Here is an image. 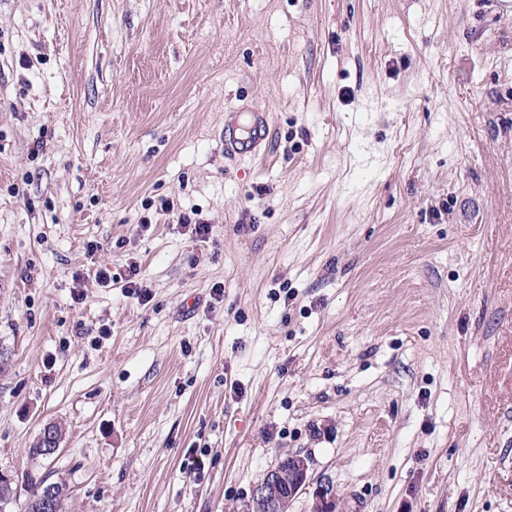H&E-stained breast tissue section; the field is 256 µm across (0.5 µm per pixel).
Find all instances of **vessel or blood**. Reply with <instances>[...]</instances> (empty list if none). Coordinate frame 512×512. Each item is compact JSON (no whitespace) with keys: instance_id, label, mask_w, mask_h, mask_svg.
I'll list each match as a JSON object with an SVG mask.
<instances>
[{"instance_id":"vessel-or-blood-1","label":"vessel or blood","mask_w":512,"mask_h":512,"mask_svg":"<svg viewBox=\"0 0 512 512\" xmlns=\"http://www.w3.org/2000/svg\"><path fill=\"white\" fill-rule=\"evenodd\" d=\"M271 116L261 104H253L249 112L224 115V153L229 157H255L264 152Z\"/></svg>"}]
</instances>
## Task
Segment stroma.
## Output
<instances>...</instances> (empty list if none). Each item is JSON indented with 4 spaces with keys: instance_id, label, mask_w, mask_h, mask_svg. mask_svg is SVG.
<instances>
[{
    "instance_id": "1",
    "label": "stroma",
    "mask_w": 512,
    "mask_h": 512,
    "mask_svg": "<svg viewBox=\"0 0 512 512\" xmlns=\"http://www.w3.org/2000/svg\"><path fill=\"white\" fill-rule=\"evenodd\" d=\"M0 352L66 512H512V0H0ZM271 125L270 113L254 102L247 113H224V154L228 157H256L265 151ZM127 273L128 274H124V276L119 274V277H117V274H112L110 268L104 265L96 269L94 277L99 283L105 286L109 285L111 282H122L121 287L125 288V292L128 296L135 297L138 300L148 299L149 292L147 285H145L143 279L140 277L139 267L134 263L129 264ZM61 440L62 438L57 434L53 423H48L43 427L37 437V441L41 443L42 448H38L35 442L33 447L30 448L29 453L32 456L41 457L34 452L33 448H37L39 453L44 457H52L59 451ZM284 460L288 463L287 470L278 468L270 470L265 480L254 487L252 500L256 505L255 511L287 512V503L290 498L307 490L309 481L306 458L296 453H288ZM286 482H288V486L284 485L280 489V493L288 496V502L275 493V489L279 488L281 483Z\"/></svg>"
}]
</instances>
